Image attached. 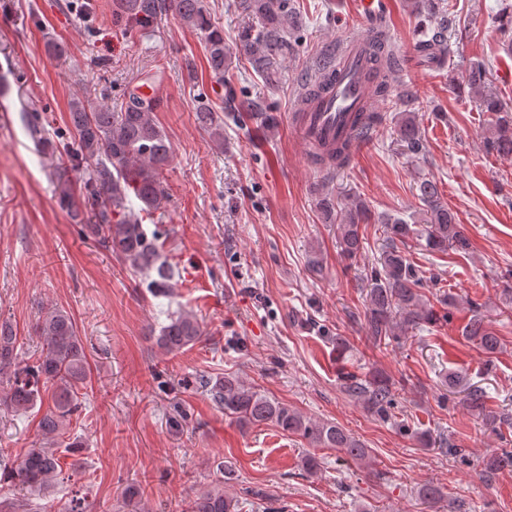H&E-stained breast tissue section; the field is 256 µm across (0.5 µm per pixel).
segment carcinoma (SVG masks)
Here are the masks:
<instances>
[{
	"label": "carcinoma",
	"mask_w": 512,
	"mask_h": 512,
	"mask_svg": "<svg viewBox=\"0 0 512 512\" xmlns=\"http://www.w3.org/2000/svg\"><path fill=\"white\" fill-rule=\"evenodd\" d=\"M414 0V8H427L429 13H442L445 19L432 29V35L417 44V51L437 58L444 49L448 31L446 6L437 0ZM245 12L257 19V26L244 28L239 36L241 51L250 67L268 84L282 80L278 57L289 44L284 39L285 27L294 14L291 0H241ZM116 20L125 25L147 24L158 16L171 13L179 22L204 36L205 60L208 69L219 80L226 81L224 111L237 121L258 120L274 123L267 105L238 92L232 78H224L228 51L224 31L214 26L204 0H117ZM499 33L504 43L512 46V6L501 8ZM375 66L370 78L375 95L385 100L392 93L389 75L399 66L398 56L384 35L371 43ZM487 70L473 63L466 70L464 84L470 93L481 99L483 111L492 115L488 149L504 159H512V108L495 96L485 93ZM159 100L131 93L116 111L108 105L88 109L79 99L71 103L69 129L74 142L62 141L55 148L60 159L56 174L61 180L59 203L69 209H80L87 215L81 225V235L97 242L131 273L143 278L142 284L154 297L170 293L171 280L179 273L169 265L163 253L164 240L159 229H149L144 221L161 208L167 198L164 172L172 161L171 144L157 124L155 112ZM197 120L207 129L217 145L224 144V122L213 116V109L201 106ZM397 135L406 150L414 155L424 149L416 116L407 112L397 124ZM82 173L79 192L72 191L63 180L68 168ZM417 198L426 207V247L448 250L460 255L467 253L470 242L457 214L442 199L436 181L425 178L417 183ZM141 202L140 212L126 208L129 197ZM367 211L359 200L341 216L339 244L348 260L359 258L364 251L365 236L360 220ZM384 247L379 258L380 268L371 275L369 305L365 316V333L375 345L395 336L398 327L417 328L442 320L427 305L422 289L424 275L404 251L407 240L416 231L401 218L381 220ZM40 339L36 353L20 359L18 336L10 324H0V407L17 414H26L44 403L46 391H51V405L40 420L42 438L11 463L0 455L3 479L18 484L34 496L48 493L62 480L59 444L70 435L73 416L82 408L81 391L87 378V356L82 337L71 316L56 307L40 309L34 327ZM462 335L486 354L501 349L500 338L480 318L470 320ZM204 331L197 317L189 311L168 315L156 345L167 353L180 352L201 342ZM203 386L213 405L224 416L242 428L273 424L281 431L297 435L315 448H330L353 461L369 456V449L360 440L331 422L312 420L287 404L268 396L264 391L227 375ZM448 392L463 388L464 401L492 429L512 419L498 415L486 406L485 394L474 386L462 387V379L448 374ZM349 391L360 395L368 410L379 418L392 417L394 405L392 384L375 375L362 382H353ZM484 474L494 475L512 469V448H498L483 460ZM232 499L224 496V488L216 485L197 493L186 512H235Z\"/></svg>",
	"instance_id": "cac0c4a2"
}]
</instances>
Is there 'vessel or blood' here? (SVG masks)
<instances>
[{
	"label": "vessel or blood",
	"mask_w": 512,
	"mask_h": 512,
	"mask_svg": "<svg viewBox=\"0 0 512 512\" xmlns=\"http://www.w3.org/2000/svg\"><path fill=\"white\" fill-rule=\"evenodd\" d=\"M358 13L369 28V35L345 42L334 66L323 77V92L316 99L301 100L295 113L307 142L344 143L352 153L365 142L360 132V119L371 112L376 99L368 76L370 35L386 24L391 14V2L359 0Z\"/></svg>",
	"instance_id": "1"
}]
</instances>
